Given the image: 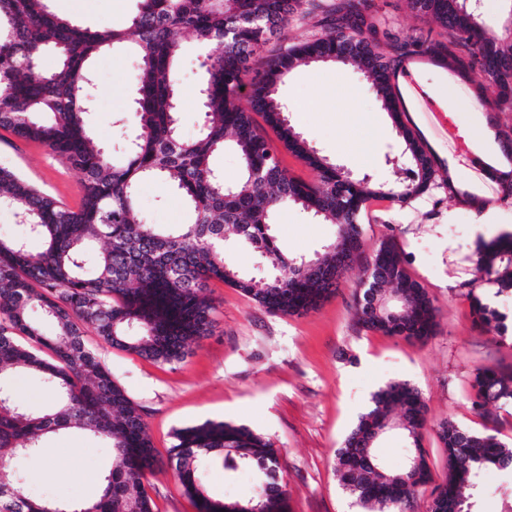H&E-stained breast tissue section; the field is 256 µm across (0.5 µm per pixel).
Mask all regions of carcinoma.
Segmentation results:
<instances>
[{
	"label": "carcinoma",
	"mask_w": 512,
	"mask_h": 512,
	"mask_svg": "<svg viewBox=\"0 0 512 512\" xmlns=\"http://www.w3.org/2000/svg\"><path fill=\"white\" fill-rule=\"evenodd\" d=\"M417 18L437 24L444 39L404 40L380 27L374 0H339L321 11L317 25L326 33L269 56L265 48L297 18L317 8L315 0H141L122 29L91 30L47 9L45 0H0V130L39 143L63 157L82 176L83 197L73 209L41 191L16 172L0 168V208L13 211L30 235L43 241L33 252L23 239H0V383L30 375L46 386L54 403L35 412L0 386V450L34 454L57 431H85L112 449V469L103 476L95 500L80 512H154L147 474L157 458L140 410L84 341L83 326L112 347L156 363L181 361L189 343L211 333L216 306L205 294L217 279L250 297L268 312L297 315L330 297L346 269L336 265L348 244L363 249L361 218L372 200L405 202L425 193L435 177L431 158L402 122L399 77L403 63L425 55L466 82L483 74L476 99L499 112H512V33L490 34L470 0H406ZM244 16L257 18L242 25ZM199 46L218 45L202 67L199 135H179L182 112L175 70L178 35ZM118 44L137 56V87L131 107L138 134L126 159L116 164L99 147L84 122L92 103L90 57ZM388 45L394 56L381 52ZM57 56L52 69L41 57ZM354 64L388 112L404 143L413 178L396 186L352 180L341 185L336 166L295 131L276 88L292 69L309 62ZM255 72L242 96L244 76ZM261 116L286 149L316 172L311 182L284 176L276 148L258 129ZM231 138L242 167L232 186L213 168V156ZM144 179L168 182L192 213L189 224L162 227L144 221L137 185ZM295 204L317 220L337 226L336 239L314 266L281 252L272 218ZM260 250L276 274L264 278L239 272L224 250L229 239ZM478 278L462 284L474 328L505 336L504 317L484 302L478 283L512 292V235L477 248ZM369 284L356 299L359 326L386 336L425 340L438 326L437 311L425 288L402 266L393 239L380 242L365 258ZM399 292L393 315H370L371 291ZM38 308L54 324L45 333L31 312ZM471 409L494 422L512 404V370L477 367L471 375ZM399 410V426L409 443L403 469L390 472L375 454L374 437ZM428 423L421 393L405 381L380 388L372 405L336 450L340 485L362 508L412 512L418 489L431 480L421 436ZM447 473L436 487L431 512H471L479 476L489 467L512 472V447L498 435L478 433L448 419L438 425ZM168 464L201 512H288L279 480L280 455L264 436L244 425L207 420L174 434ZM209 457L232 481L252 473L254 494L243 500L214 499L200 481L198 463ZM12 492L0 495V512H59V502L24 495L19 478L0 465Z\"/></svg>",
	"instance_id": "carcinoma-1"
}]
</instances>
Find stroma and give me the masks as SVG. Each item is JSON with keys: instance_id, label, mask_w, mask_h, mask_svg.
<instances>
[{"instance_id": "35a3bbf8", "label": "stroma", "mask_w": 512, "mask_h": 512, "mask_svg": "<svg viewBox=\"0 0 512 512\" xmlns=\"http://www.w3.org/2000/svg\"><path fill=\"white\" fill-rule=\"evenodd\" d=\"M49 10L84 28L122 27L140 0H47ZM377 16L403 38L427 34L429 23L411 15L406 0H375ZM177 75L182 91L180 135L194 139L202 116L198 89L206 54L188 35L181 36ZM420 81L451 107L460 133L479 143L495 171L512 170V112H499L473 100L467 85L449 71L417 59ZM92 105L84 116L95 140L114 160H122L136 134L130 105L136 61L123 48L91 62ZM290 108L291 124L329 162L353 177L390 184L409 177L390 115L376 101L363 73L352 66L311 63L290 71L278 89ZM405 124L417 134L434 161L429 190L404 202L368 203L362 217L365 254L393 238L406 272L432 298L439 326L428 341L383 336L360 328L354 319V293L362 276L352 267L336 294L300 316L266 312L240 291L211 282L208 296L217 307L213 332L190 344L183 360L160 365L116 349L86 330L85 342L114 380L142 410L160 462L147 477L155 512H198L167 466L175 430L208 419L249 426L280 451L281 480L292 512H361L339 485L335 454L372 395L386 383L402 380L417 387L428 407L429 424L421 443L428 454L432 484L420 489L415 512H429L435 486L445 472L436 426L451 419L484 431L485 421L469 404L470 375L479 366L512 368V339L472 327L462 283L476 278V246L512 234V193L497 187L478 191L472 169L455 161L448 143L436 136L411 100H404ZM0 167L11 169L69 207L82 199L81 175L48 148L0 130ZM138 207L146 222L177 225L190 212L169 184L142 182ZM273 233L281 251L310 258L336 238V227L315 220L299 206L280 208ZM14 470L26 494L69 503L95 499L112 451L88 433L50 436L34 456H0ZM212 497L245 499L254 491L251 474L224 478L222 467L202 472ZM473 512H512V472L489 470L478 483Z\"/></svg>"}]
</instances>
